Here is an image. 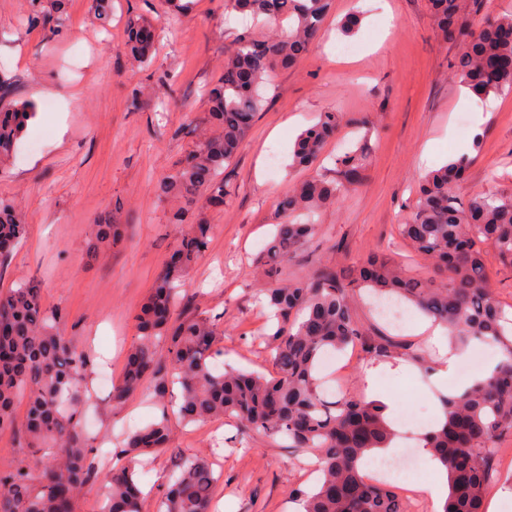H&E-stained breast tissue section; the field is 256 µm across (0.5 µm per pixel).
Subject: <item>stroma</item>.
<instances>
[{"label":"stroma","instance_id":"obj_1","mask_svg":"<svg viewBox=\"0 0 512 512\" xmlns=\"http://www.w3.org/2000/svg\"><path fill=\"white\" fill-rule=\"evenodd\" d=\"M36 7L35 0H0V107L35 106L34 121L0 166V197L28 225L24 242L0 263V293L38 280L44 304L61 309L66 336L95 364L111 360L117 378L134 317L183 231L170 223L159 184L208 130L206 90L221 77L242 18L226 12L224 0H196L185 16L166 0H112L103 20L95 0H66L57 36L29 26ZM356 9L359 30L343 33L342 21ZM139 16L164 30L145 66L123 51L127 26ZM324 31L298 64L275 71L264 110L224 172L229 198L204 212L212 244L186 285V310L217 324L220 362L268 375L275 372L272 343L254 273L277 222L278 196L309 176H337L329 163L290 165L294 138L318 113L344 119L326 152L358 142L366 161L359 182L321 212L316 238L285 262L286 272L351 271L377 255L426 275L428 263L402 242L398 226L420 177L458 150L472 159L454 189L459 198L489 185L512 196V89L482 102L468 97L450 66L461 45L441 39L427 0H331ZM110 217L131 225L130 237L113 250L94 248L92 225ZM480 374L459 367L443 385L435 373L399 369L381 372L378 385L401 420L424 405L434 421L439 395ZM175 400L137 394L116 408L110 393H97L80 421L95 438L146 425ZM172 431L170 448L142 459L149 490L142 512H158V486L191 457L204 459L217 479L212 512H297L290 490L315 482L304 457L280 441L243 436L234 420L176 422Z\"/></svg>","mask_w":512,"mask_h":512}]
</instances>
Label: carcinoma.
<instances>
[{"label": "carcinoma", "instance_id": "1", "mask_svg": "<svg viewBox=\"0 0 512 512\" xmlns=\"http://www.w3.org/2000/svg\"><path fill=\"white\" fill-rule=\"evenodd\" d=\"M252 25L237 35L224 58V73L209 90L210 135L199 139L159 185L173 203L171 223L186 224L180 243L156 278L136 317L138 342L129 351L112 405L119 407L146 388L162 401L178 385V414L184 423L231 418L244 432L279 439L286 448L313 459L320 472L314 489L293 490L302 512H406L405 499L385 482L363 473L365 458L391 446L398 433L387 407L346 391L333 398L321 390L319 362L329 351L358 349L373 361L407 359L431 369L425 353L391 336L367 335L354 307V293L390 298L412 306L446 329L455 344L488 342L500 360L482 378L441 397L443 419L427 429L419 448L430 453L447 476L442 512H485V489L497 475L498 445L512 436V307L497 299L489 279L490 261L512 268V197L491 188L468 201L452 191L470 160L445 163L420 182L416 204L398 225L399 235L427 260L436 278L425 280L377 256L354 271L351 286L336 273L317 270L304 278H279L282 263L318 231L313 216L336 204L357 181L363 154L333 157L343 180L309 177L291 187L277 204L278 222L264 250L259 292L269 313V336L277 376L236 368L218 371V332L201 314L177 311L187 276L210 248L213 225L195 216L202 208L224 207L230 195L224 169L266 103L272 74L295 65L320 36L330 0H227ZM464 0H429L446 40L464 37L453 63L463 86L483 99L512 87V16L458 27ZM64 0H43L28 17L36 27L63 25ZM162 34L157 23L140 18L128 30L126 51L145 63ZM32 104L0 112V160L12 155ZM336 112H323L297 137L292 163L311 167L340 129ZM22 214L0 199V259L26 237ZM126 225L94 224L97 247H119ZM167 344L164 358L155 341ZM89 353L63 334L61 313L44 305L37 288L21 285L0 296V428L17 430L29 448L42 452L37 472L18 468L0 473V512H72L81 487L96 478L103 487L98 512H141L143 492L137 457L171 445L167 416L121 435L127 464L98 474L87 463L93 445L79 415L89 400ZM24 398L23 419L15 415ZM213 472L187 458L159 490L163 512H211Z\"/></svg>", "mask_w": 512, "mask_h": 512}]
</instances>
